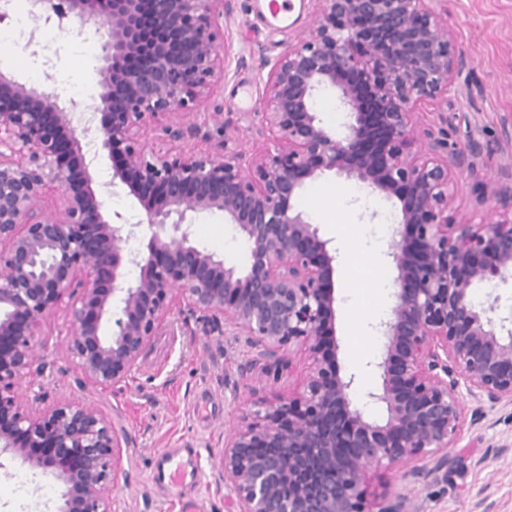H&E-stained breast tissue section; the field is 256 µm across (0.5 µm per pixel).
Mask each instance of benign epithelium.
I'll return each mask as SVG.
<instances>
[{"instance_id": "obj_1", "label": "benign epithelium", "mask_w": 512, "mask_h": 512, "mask_svg": "<svg viewBox=\"0 0 512 512\" xmlns=\"http://www.w3.org/2000/svg\"><path fill=\"white\" fill-rule=\"evenodd\" d=\"M153 2L148 19L142 0H57L59 19L103 38L87 129L53 91L0 73V416L11 418L0 426V455L54 471L66 487L59 512L75 501L80 512H110L120 437L90 404H30L42 394L25 396L21 385L47 368L35 338L66 305L67 352L87 380L117 388L182 304L244 337L275 382L296 356L308 359L300 392L255 400L252 422L224 436V488L236 512H366L373 468L423 460L409 475L448 474L459 387L512 404V314H496L491 292L472 298L478 284L512 282V217H449L455 177L473 170L481 146L450 149L445 130L415 120L425 105H448V85L467 67L448 23L433 0H314V28L267 72L255 130L263 142L249 152L237 135L215 142L196 122L224 67L221 19L232 0ZM135 58L145 62L133 66ZM327 88L345 111L340 137L315 110ZM162 121L161 138L147 141ZM90 134L121 160L109 186H125L145 212L144 252L128 247L133 228L103 211L84 153ZM188 137L209 147L189 155ZM331 171L401 205L387 251L395 302L377 327L381 352L366 364L378 387L363 388L359 374L324 355L336 250L291 205ZM215 210L247 245L243 269L192 241L193 218ZM132 267L139 273L129 279ZM370 404L384 408L382 420L366 415ZM68 448L81 449L78 462L60 471L54 453ZM377 512L424 510L397 496Z\"/></svg>"}]
</instances>
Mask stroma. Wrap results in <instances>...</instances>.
<instances>
[{
	"mask_svg": "<svg viewBox=\"0 0 512 512\" xmlns=\"http://www.w3.org/2000/svg\"><path fill=\"white\" fill-rule=\"evenodd\" d=\"M312 0H302L300 21L285 30L263 25L254 0H232L224 22L229 44L224 72L205 109L224 115V124L238 133L244 147L252 145V126L261 121V102L267 89L259 74L271 66L297 37L313 27ZM448 26L457 54L467 58L466 70L449 87L448 110H425L416 119L422 127L447 129L450 147L478 141L483 151L475 173H463L453 188L451 208L484 221L498 211L495 196H478V182L503 184V170L512 169V0H448ZM85 39L78 28L63 31L50 63L52 84L77 82L90 95L100 53H77ZM357 180L333 172L304 188L294 205L307 209L313 188L323 191L327 217L320 224L323 238L339 250L334 275L336 337L341 370L360 368L379 354L370 339L366 311L372 303L368 286L373 267L390 268L387 255L368 256L356 250L358 239L374 236L378 222L370 210L341 214L343 192L358 188ZM104 210L119 212L136 227L129 245L145 249L149 232L145 214L127 193L115 188L104 199ZM198 248L222 255L226 263L242 265L246 247L220 211L200 214L192 226ZM65 307H58L42 326L36 343L47 362L42 379L46 404L78 399L98 407L121 435L117 479L110 496L112 512H181L178 497L165 495L150 480L154 456L164 448H191L201 462L199 485L188 490L195 512H234L232 499L219 479L223 469L224 433L251 420L255 398L276 399L295 394L305 376L297 362L290 379L267 381L261 370L246 371L256 356L243 341L213 332L202 313L186 307L172 310L166 323L145 349L140 366L116 391L84 382L75 360L65 348ZM451 453L456 471L427 481L406 478L400 466L370 470L366 478L367 507L377 512L381 501L397 495L424 504L426 512H512V404H490L470 394L462 396V421ZM30 467L17 455L0 456V512H41L42 491L20 494L15 482Z\"/></svg>",
	"mask_w": 512,
	"mask_h": 512,
	"instance_id": "35a3bbf8",
	"label": "stroma"
}]
</instances>
